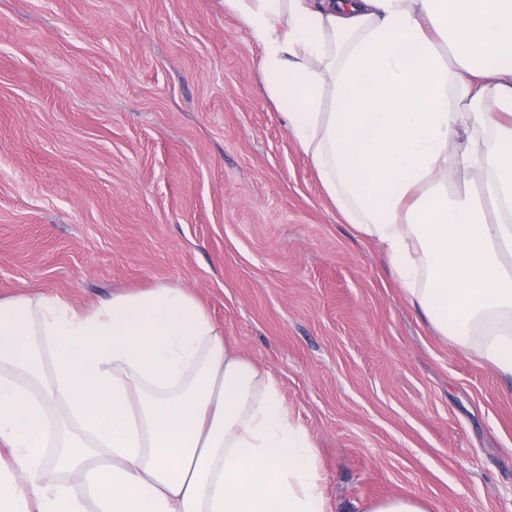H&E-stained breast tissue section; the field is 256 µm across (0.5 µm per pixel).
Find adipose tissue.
I'll return each mask as SVG.
<instances>
[{
	"instance_id": "adipose-tissue-1",
	"label": "adipose tissue",
	"mask_w": 512,
	"mask_h": 512,
	"mask_svg": "<svg viewBox=\"0 0 512 512\" xmlns=\"http://www.w3.org/2000/svg\"><path fill=\"white\" fill-rule=\"evenodd\" d=\"M327 198L512 377V0H224ZM475 174L452 194L449 168ZM71 473L48 482V468ZM0 512H331L272 374L166 282L0 298Z\"/></svg>"
}]
</instances>
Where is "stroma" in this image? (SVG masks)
<instances>
[{
  "label": "stroma",
  "mask_w": 512,
  "mask_h": 512,
  "mask_svg": "<svg viewBox=\"0 0 512 512\" xmlns=\"http://www.w3.org/2000/svg\"><path fill=\"white\" fill-rule=\"evenodd\" d=\"M263 57L224 0H0V297L188 288L346 512H512V379L336 212ZM365 512H430V510L422 499L394 495L372 503Z\"/></svg>",
  "instance_id": "35a3bbf8"
}]
</instances>
